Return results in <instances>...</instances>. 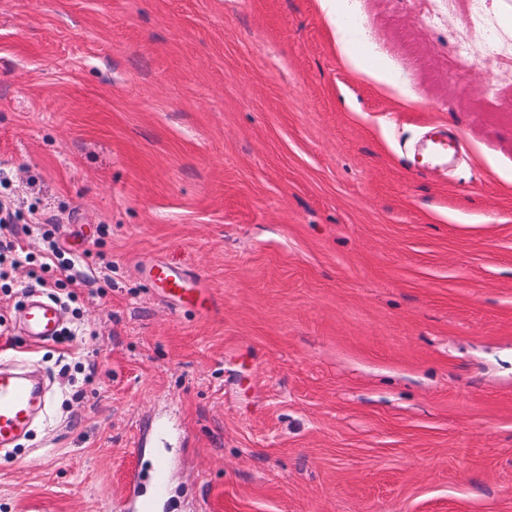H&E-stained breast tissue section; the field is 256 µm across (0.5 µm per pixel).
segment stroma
I'll use <instances>...</instances> for the list:
<instances>
[{
    "label": "stroma",
    "mask_w": 512,
    "mask_h": 512,
    "mask_svg": "<svg viewBox=\"0 0 512 512\" xmlns=\"http://www.w3.org/2000/svg\"><path fill=\"white\" fill-rule=\"evenodd\" d=\"M358 6L408 96L317 0H0V206L36 255L53 217L91 330L27 345V271L0 277V347L48 391L0 512H121L159 458L158 512H512V69L437 0ZM431 124L464 144L442 177L403 159ZM339 2V0H318L320 10L329 23L333 35L336 37V42L350 65L363 77L380 85L390 86L402 93L401 85L395 81L391 68L387 64L380 63L377 66H369L364 62L361 55L350 52V49L355 47L358 41L359 33L353 28L341 26L337 23V17L343 9V5ZM144 272L148 285L170 302L183 305L202 298L203 291L189 275L165 262L150 264Z\"/></svg>",
    "instance_id": "obj_1"
}]
</instances>
